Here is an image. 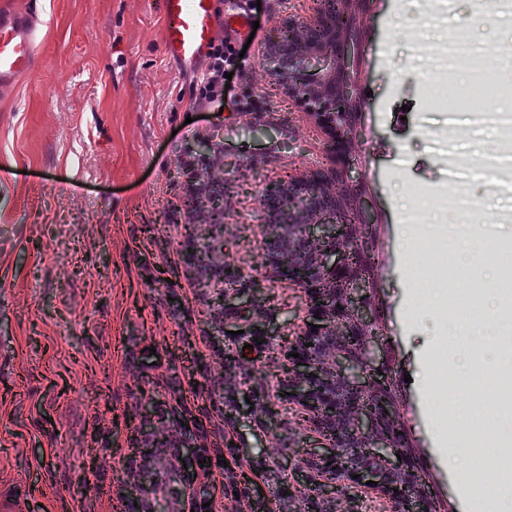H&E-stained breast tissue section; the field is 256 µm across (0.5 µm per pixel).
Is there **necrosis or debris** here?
<instances>
[{
  "label": "necrosis or debris",
  "mask_w": 512,
  "mask_h": 512,
  "mask_svg": "<svg viewBox=\"0 0 512 512\" xmlns=\"http://www.w3.org/2000/svg\"><path fill=\"white\" fill-rule=\"evenodd\" d=\"M412 48L425 60V80L438 88V106L448 116L446 125L431 129L435 150L446 169V178L428 196L427 203L403 208L401 224L427 228L426 244L433 256L428 266V285L433 290L448 286V271L460 266L475 231L494 236L495 227L507 223L506 215L487 212L481 201L469 191L472 182L489 179L490 192L512 189V65L500 68L488 64L489 52L470 42L464 27L452 26L442 40L428 46L423 34H416ZM493 85L500 104L486 105L481 94ZM458 87L467 101L466 120L471 130L494 129L503 138L491 150H459L456 146L454 119L458 111L450 105L446 91Z\"/></svg>",
  "instance_id": "1"
}]
</instances>
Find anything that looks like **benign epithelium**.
I'll list each match as a JSON object with an SVG mask.
<instances>
[{
	"mask_svg": "<svg viewBox=\"0 0 512 512\" xmlns=\"http://www.w3.org/2000/svg\"><path fill=\"white\" fill-rule=\"evenodd\" d=\"M366 0H316L304 21H284L264 48L262 68L312 118L326 136L329 165L274 183L262 192L263 223L289 224L288 243L266 230L263 267L307 297V318L285 361L281 398L300 410L299 425L316 434L307 468L309 489L340 495L344 512H357L355 488L385 496L387 512H440L426 490L415 449L401 433L400 413L387 377L381 328L366 276L376 243L370 219L348 174L359 136L360 108L355 29ZM336 289L326 288V282ZM262 284L252 283L251 311L258 331L269 324L258 303ZM185 485L195 489L201 465L211 464L199 444L182 448Z\"/></svg>",
	"mask_w": 512,
	"mask_h": 512,
	"instance_id": "obj_1",
	"label": "benign epithelium"
}]
</instances>
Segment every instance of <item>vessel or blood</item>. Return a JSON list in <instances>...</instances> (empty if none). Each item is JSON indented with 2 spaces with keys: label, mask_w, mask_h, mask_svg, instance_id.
I'll use <instances>...</instances> for the list:
<instances>
[{
  "label": "vessel or blood",
  "mask_w": 512,
  "mask_h": 512,
  "mask_svg": "<svg viewBox=\"0 0 512 512\" xmlns=\"http://www.w3.org/2000/svg\"><path fill=\"white\" fill-rule=\"evenodd\" d=\"M166 54L193 64L204 57L216 34L215 0H160ZM38 38L31 11L0 9V93L31 71Z\"/></svg>",
  "instance_id": "obj_1"
}]
</instances>
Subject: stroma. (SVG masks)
Wrapping results in <instances>:
<instances>
[{"label":"stroma","mask_w":512,"mask_h":512,"mask_svg":"<svg viewBox=\"0 0 512 512\" xmlns=\"http://www.w3.org/2000/svg\"><path fill=\"white\" fill-rule=\"evenodd\" d=\"M36 9L35 65L0 96V500L26 512H112L110 491L136 490L129 512H171L148 496L128 433L144 403L174 437L222 450L223 464L199 473L206 491L177 496L188 512H220L246 489L238 512L264 498L271 512H300L311 435L296 407L267 396L277 382L273 337L256 343L246 293H263L273 321L295 330L306 316L302 289L269 279L259 197L288 174L326 164L325 137L303 108L262 73L261 52L280 23L308 18L315 0H261L259 26L224 109L197 105L194 73L164 51L158 0H0ZM417 0H373L359 19L358 84L365 113L356 169L385 261L372 269L384 307V339L394 353L403 423L446 512H484L487 484L504 480L491 463L466 482L470 448H496L504 430L445 432L430 401L437 368L458 399L472 390L456 347L438 352L437 300L403 240L399 212L411 193L445 178L428 138L445 116L408 48L419 24ZM454 20L476 44L512 41V25L476 15L473 0H453ZM224 176L222 246L230 261L224 293L233 300L215 320L184 259L186 161L200 142ZM416 163L399 164L402 146ZM233 380L223 399L208 391L217 369ZM283 443L271 455L269 442Z\"/></svg>","instance_id":"obj_1"}]
</instances>
